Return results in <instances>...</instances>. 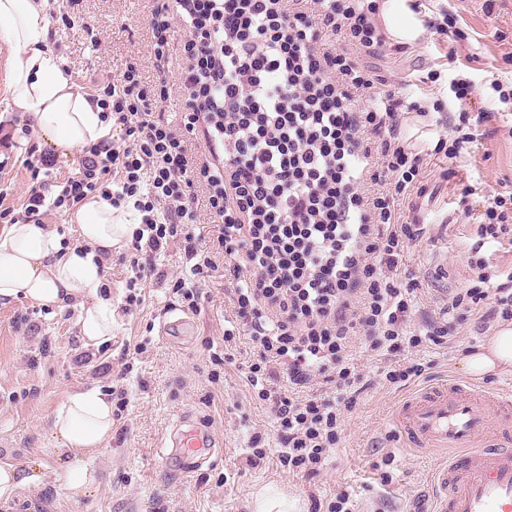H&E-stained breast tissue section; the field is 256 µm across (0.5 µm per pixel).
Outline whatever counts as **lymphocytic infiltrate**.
<instances>
[{"label":"lymphocytic infiltrate","mask_w":512,"mask_h":512,"mask_svg":"<svg viewBox=\"0 0 512 512\" xmlns=\"http://www.w3.org/2000/svg\"><path fill=\"white\" fill-rule=\"evenodd\" d=\"M150 2L155 81L144 83L131 65L102 88L103 112L126 146L86 147L52 199L37 159L25 211H69L96 195L116 208L133 203L140 226L129 311L142 303L137 283L148 280L197 310L203 281L219 266L213 256L222 254L233 314L224 340L245 336L257 357L247 383L278 427L277 452L257 432L247 459L257 465L273 455L289 472L317 475L368 387L354 350L390 361L384 378L403 387L425 372L400 362L406 350L448 347L471 319L481 331L512 322V273L495 282L481 253L482 244L512 237V219L494 198L467 257L472 278L409 333L417 284L404 280L402 254L423 229L401 222L398 203L418 182L421 159L399 135L420 106L381 88L359 62L386 44L375 0ZM175 92L183 104L176 126L162 108ZM364 95L370 104L361 109ZM204 221L218 227L216 251L198 247ZM174 242L193 279L158 268L157 253Z\"/></svg>","instance_id":"1"}]
</instances>
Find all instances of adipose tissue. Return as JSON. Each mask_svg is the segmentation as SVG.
I'll list each match as a JSON object with an SVG mask.
<instances>
[{"instance_id": "obj_1", "label": "adipose tissue", "mask_w": 512, "mask_h": 512, "mask_svg": "<svg viewBox=\"0 0 512 512\" xmlns=\"http://www.w3.org/2000/svg\"><path fill=\"white\" fill-rule=\"evenodd\" d=\"M47 8V0H0V39L20 54L8 82L14 105L32 116L43 146L65 154L111 140L112 124L102 119L97 100L69 83L48 50ZM380 18L392 45H412L424 33L407 0H382ZM71 221L82 238L74 246L63 244L43 224H13L0 231V302L19 297L43 307L74 302L81 342L97 348L111 339L117 314L104 290L106 263L131 237L137 216L133 208L116 209L95 197L84 200ZM510 367L509 326L497 329L464 362L466 372L475 376ZM113 426L112 402L96 389L73 393L56 409L50 434L66 458L64 478L75 494L92 484L83 460L106 448Z\"/></svg>"}]
</instances>
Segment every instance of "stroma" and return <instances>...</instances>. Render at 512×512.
Returning <instances> with one entry per match:
<instances>
[{"label":"stroma","mask_w":512,"mask_h":512,"mask_svg":"<svg viewBox=\"0 0 512 512\" xmlns=\"http://www.w3.org/2000/svg\"><path fill=\"white\" fill-rule=\"evenodd\" d=\"M493 10H486V2ZM81 14L93 35L63 24L66 0H52L49 50L65 75L88 94L120 81L138 64L145 81L155 78L145 29L146 0H82ZM421 15L432 30L414 46H385L360 63L383 76L390 89H408L427 109L401 129L415 150L434 147L451 135L441 122L442 109L469 113L474 139L459 157L425 155L421 181L425 196L401 216L425 228L421 240L406 248L401 269L418 285V327L425 314L462 287L471 271L467 250L493 198L512 193V0H421ZM101 39L93 46L91 36ZM17 54L0 41V230L25 221L24 194L31 181V155L40 153L28 113L9 99L7 82ZM470 80L473 92L457 99L456 79ZM132 275L120 253L107 263L106 283L118 304L109 342L83 348L74 305L41 307L20 298L0 302V460L38 468L39 486L25 488L0 512H258L265 497L285 499L288 512H312L316 503L346 491L355 512H431L432 471L437 454H399L392 414L410 391L389 384L384 362L355 353L354 362L370 386L346 418L341 440L326 469L315 478L283 471L275 459L254 467L246 461L248 441L265 432L277 448V427L265 406L252 397L244 370L252 361L244 339H237L234 360L217 364L224 354V322L232 316L221 272L206 278L197 312H189L170 287L144 284L137 310H123ZM194 320L190 336H166L165 321ZM487 341L461 325L453 346L410 351L429 365L430 382L463 377L465 357ZM125 391L107 448L85 466L95 477L88 494L73 496L58 478L61 462L51 453L50 421L74 391ZM207 431L219 444L202 464L186 467L165 461L162 453L175 422ZM395 453L392 480L381 484L374 468L382 454Z\"/></svg>","instance_id":"35a3bbf8"}]
</instances>
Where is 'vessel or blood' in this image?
Listing matches in <instances>:
<instances>
[{"mask_svg": "<svg viewBox=\"0 0 512 512\" xmlns=\"http://www.w3.org/2000/svg\"><path fill=\"white\" fill-rule=\"evenodd\" d=\"M393 424L402 451L449 453L434 469V512H512V394L451 379L406 398ZM214 445L195 431L185 435L175 454L193 458Z\"/></svg>", "mask_w": 512, "mask_h": 512, "instance_id": "vessel-or-blood-1", "label": "vessel or blood"}]
</instances>
